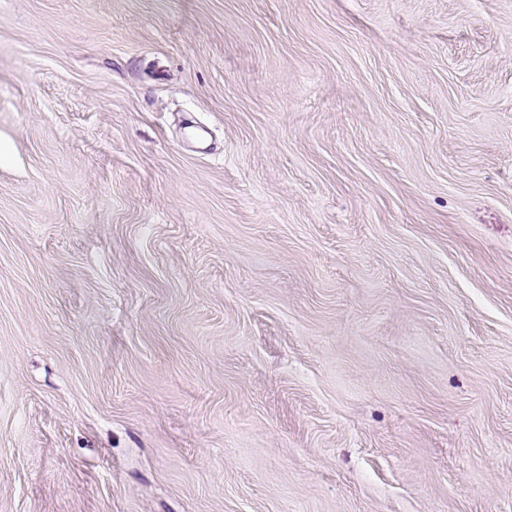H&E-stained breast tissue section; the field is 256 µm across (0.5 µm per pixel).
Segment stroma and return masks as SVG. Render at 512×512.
<instances>
[{"mask_svg":"<svg viewBox=\"0 0 512 512\" xmlns=\"http://www.w3.org/2000/svg\"><path fill=\"white\" fill-rule=\"evenodd\" d=\"M0 512H512V0H0Z\"/></svg>","mask_w":512,"mask_h":512,"instance_id":"1","label":"stroma"}]
</instances>
